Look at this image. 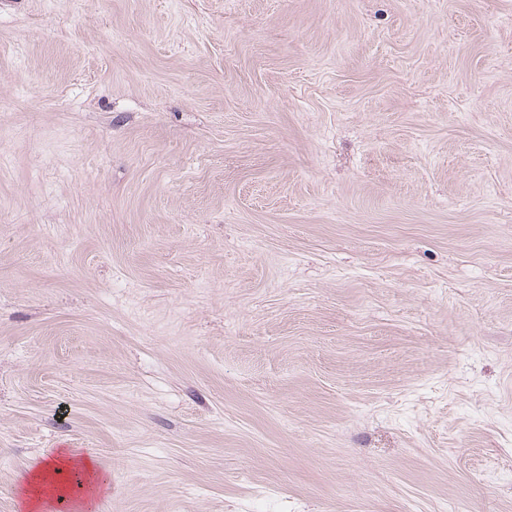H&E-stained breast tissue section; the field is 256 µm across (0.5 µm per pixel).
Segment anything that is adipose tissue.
Wrapping results in <instances>:
<instances>
[{
    "label": "adipose tissue",
    "instance_id": "1",
    "mask_svg": "<svg viewBox=\"0 0 512 512\" xmlns=\"http://www.w3.org/2000/svg\"><path fill=\"white\" fill-rule=\"evenodd\" d=\"M75 474L84 477L80 485L82 494L77 497L76 503L85 510L90 508L94 492L104 484L94 459L78 450L61 448L51 460L43 463L27 478L22 496L24 512H39L42 505L52 506L68 499L64 485L69 476Z\"/></svg>",
    "mask_w": 512,
    "mask_h": 512
}]
</instances>
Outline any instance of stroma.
<instances>
[{
    "label": "stroma",
    "mask_w": 512,
    "mask_h": 512,
    "mask_svg": "<svg viewBox=\"0 0 512 512\" xmlns=\"http://www.w3.org/2000/svg\"><path fill=\"white\" fill-rule=\"evenodd\" d=\"M0 512H512V0H0ZM44 471L53 473L55 481L50 495H43V491L38 487V480ZM74 474H82L84 481L80 484L82 493L72 500L83 509H91L93 497L98 487L105 484L100 472L95 466L93 457L86 454H80L78 450L73 448H59L51 460L38 466L30 477L26 480V486L23 488L22 507L24 511H38L44 502L49 506L55 503H61L69 499V492L61 483H67L68 477ZM90 493V494H89ZM82 496V497H81Z\"/></svg>",
    "instance_id": "1"
}]
</instances>
